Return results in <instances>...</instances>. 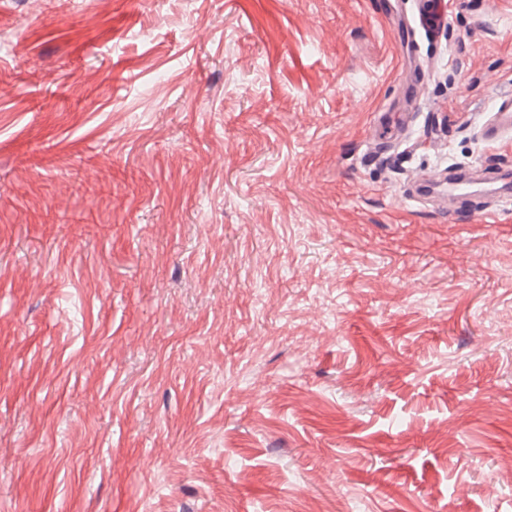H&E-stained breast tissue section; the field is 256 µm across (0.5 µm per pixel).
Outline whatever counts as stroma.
<instances>
[{
    "label": "stroma",
    "instance_id": "stroma-1",
    "mask_svg": "<svg viewBox=\"0 0 512 512\" xmlns=\"http://www.w3.org/2000/svg\"><path fill=\"white\" fill-rule=\"evenodd\" d=\"M418 7L0 0V512H512V204L406 197L512 0ZM410 123L408 112H399L397 115L391 116L381 113L377 118V124L381 127V133L384 143H390L399 139L404 135Z\"/></svg>",
    "mask_w": 512,
    "mask_h": 512
}]
</instances>
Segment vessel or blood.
Segmentation results:
<instances>
[{
    "mask_svg": "<svg viewBox=\"0 0 512 512\" xmlns=\"http://www.w3.org/2000/svg\"><path fill=\"white\" fill-rule=\"evenodd\" d=\"M410 123L408 113L379 115L377 124L383 134V142L390 143L404 135ZM482 136L492 145L512 143V95L501 94L489 120L483 127ZM414 184L422 192L437 185L446 186L447 194L443 203L451 215H458L471 207L473 197L479 196L483 204L478 212L481 220L496 223L502 204L512 201V169L487 168L484 166L465 169L448 168L415 177Z\"/></svg>",
    "mask_w": 512,
    "mask_h": 512,
    "instance_id": "vessel-or-blood-1",
    "label": "vessel or blood"
}]
</instances>
